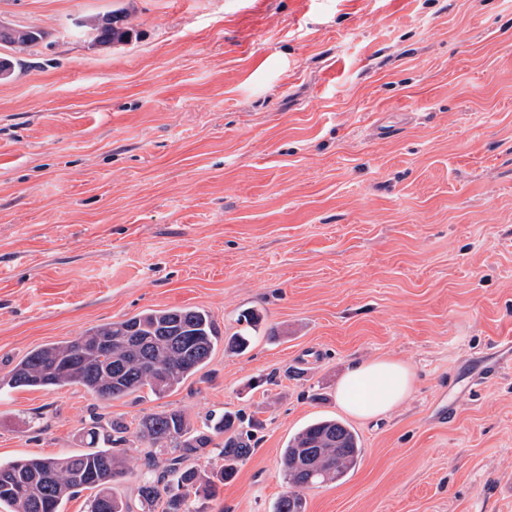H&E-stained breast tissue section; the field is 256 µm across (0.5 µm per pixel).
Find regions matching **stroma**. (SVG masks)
<instances>
[{
    "instance_id": "35a3bbf8",
    "label": "stroma",
    "mask_w": 512,
    "mask_h": 512,
    "mask_svg": "<svg viewBox=\"0 0 512 512\" xmlns=\"http://www.w3.org/2000/svg\"><path fill=\"white\" fill-rule=\"evenodd\" d=\"M121 17L126 41L91 25ZM33 29L0 79V375L32 348L146 309L223 336L177 391H0V460L86 450L92 420L254 418L252 451L190 512H273L280 453L320 417L363 448L305 512H512V0H0ZM414 374L348 417L357 361ZM474 392H466L467 384ZM112 491L143 512L151 450ZM414 375L394 357L353 364L337 386L339 405L350 415L369 419L392 411L410 395Z\"/></svg>"
}]
</instances>
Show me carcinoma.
Segmentation results:
<instances>
[{"label": "carcinoma", "instance_id": "cac0c4a2", "mask_svg": "<svg viewBox=\"0 0 512 512\" xmlns=\"http://www.w3.org/2000/svg\"><path fill=\"white\" fill-rule=\"evenodd\" d=\"M104 42H122L126 31L111 18L94 25ZM225 351L240 354L248 346L245 334L223 340L210 312L196 307L146 309L120 321L93 326L82 335L43 344L28 352L6 374L0 390L25 388L51 391L81 386L102 400L112 401L148 390L161 396L179 389L205 367L220 342ZM242 419L226 412L210 420L208 429L225 435L219 454L224 468L217 479L203 477L186 464L213 439L192 426L179 409L151 412L130 428L114 418L108 427L95 421L86 431L90 450L53 458L29 456L0 462V508L4 512H62L63 505L81 489H95L89 512H128L112 494V484L125 475L126 462L112 447L133 437L156 449L151 466L159 474L139 487L140 498L163 512H188L191 497H214L218 484L232 478L237 464L251 451L250 434ZM363 448L358 434L336 418H320L296 432L281 451L287 491L275 512H303L300 490L338 482L355 470Z\"/></svg>", "mask_w": 512, "mask_h": 512}]
</instances>
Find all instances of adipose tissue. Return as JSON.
I'll use <instances>...</instances> for the list:
<instances>
[{
  "mask_svg": "<svg viewBox=\"0 0 512 512\" xmlns=\"http://www.w3.org/2000/svg\"><path fill=\"white\" fill-rule=\"evenodd\" d=\"M414 375L401 360L379 357L353 364L337 386L339 405L369 419L392 411L410 395Z\"/></svg>",
  "mask_w": 512,
  "mask_h": 512,
  "instance_id": "adipose-tissue-1",
  "label": "adipose tissue"
}]
</instances>
